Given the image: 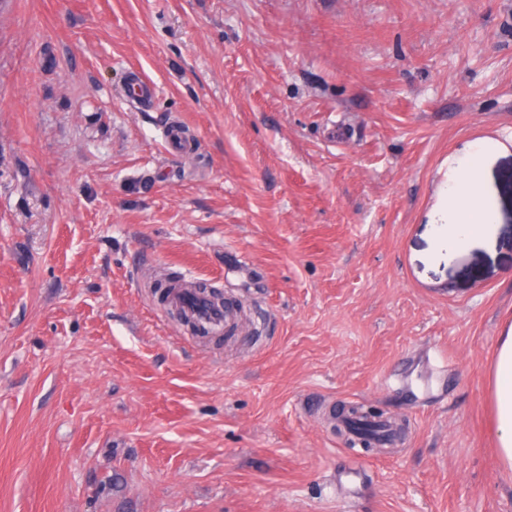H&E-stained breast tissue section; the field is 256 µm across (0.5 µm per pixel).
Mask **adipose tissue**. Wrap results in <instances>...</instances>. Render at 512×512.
I'll return each mask as SVG.
<instances>
[{"label":"adipose tissue","instance_id":"obj_1","mask_svg":"<svg viewBox=\"0 0 512 512\" xmlns=\"http://www.w3.org/2000/svg\"><path fill=\"white\" fill-rule=\"evenodd\" d=\"M492 140L469 145L458 160L456 175L443 200L449 249L461 251L489 239L498 224V213L486 194V169L497 151ZM490 396L498 431L502 468L512 472V322L506 323L498 339L491 369Z\"/></svg>","mask_w":512,"mask_h":512}]
</instances>
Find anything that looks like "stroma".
Here are the masks:
<instances>
[{"label":"stroma","mask_w":512,"mask_h":512,"mask_svg":"<svg viewBox=\"0 0 512 512\" xmlns=\"http://www.w3.org/2000/svg\"><path fill=\"white\" fill-rule=\"evenodd\" d=\"M480 139L498 230L452 252ZM171 273L246 328L191 336ZM509 320L512 0H0V512H512ZM187 287L188 286H185V285H182L179 283H175V282H165V283L161 282V283H157L155 285V294L158 297L159 303L162 305H165V306H170L171 311L174 306L175 307L178 306L177 299H178L179 295L182 293L183 289H190V292H192V293L203 295L209 303H211L213 305H217L215 302H212L208 298V296H210L209 294L200 293L199 291L195 290V288H187ZM210 297L213 299H218V296H216L214 294H213V296H210ZM490 396L498 431V452L502 468L512 472V322L499 336L491 369ZM383 411L372 410L365 411L363 405H350L347 409L346 418L347 420L357 425L358 427L354 429V440L348 439L349 443H351L354 447L355 445H361L363 448L369 450L373 448L372 445L375 443V435L373 431L368 427V421L381 419L383 416ZM364 421V422H362Z\"/></svg>","instance_id":"obj_1"}]
</instances>
